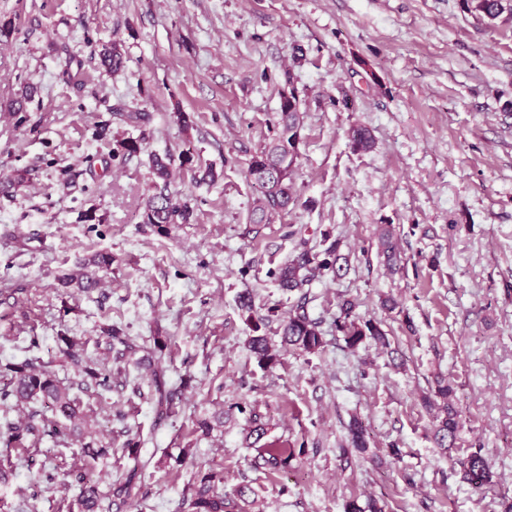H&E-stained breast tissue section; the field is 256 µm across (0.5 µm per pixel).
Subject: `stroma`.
I'll return each instance as SVG.
<instances>
[{
    "label": "stroma",
    "mask_w": 512,
    "mask_h": 512,
    "mask_svg": "<svg viewBox=\"0 0 512 512\" xmlns=\"http://www.w3.org/2000/svg\"><path fill=\"white\" fill-rule=\"evenodd\" d=\"M1 22L14 33L0 42V181L25 183L0 191V376L37 359L72 377L62 336L105 362L106 324L163 345L161 360L122 362L105 397H82L98 430L127 426L141 441L147 467L127 512H180L201 470L221 472L218 492L247 487L255 512H345L370 497L385 512H512V25L488 27L462 0H0ZM115 39L124 67L112 74L97 51ZM284 90L303 112L297 202L251 224L247 167ZM115 105L147 118L120 123ZM359 125L373 149H353ZM126 138L141 152L113 155ZM185 149L217 179L174 166L171 190L195 220L162 231L142 221L151 157ZM383 224L397 230V273L377 253ZM334 244L342 275L280 290L289 257ZM96 252L113 258L104 284L62 287ZM245 292L273 338L304 303L323 351L259 365ZM344 298L380 322L390 349H347ZM158 372L184 386L179 415L158 413ZM439 376L462 423L446 455L422 403ZM219 414L223 425L198 432ZM355 416L371 433L365 454L349 448ZM273 441L293 449L287 468H252ZM393 445L400 459L377 466ZM477 449L494 477L475 488L453 462ZM132 465L118 446L92 459L49 440L0 442V512H80L74 471L107 484Z\"/></svg>",
    "instance_id": "stroma-1"
}]
</instances>
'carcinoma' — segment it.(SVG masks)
<instances>
[{"mask_svg":"<svg viewBox=\"0 0 512 512\" xmlns=\"http://www.w3.org/2000/svg\"><path fill=\"white\" fill-rule=\"evenodd\" d=\"M465 8L490 26L512 22V0H465ZM99 55L103 65L114 72L124 67V57L116 41L103 46ZM302 123L303 116L296 95L291 91L282 92L275 121L276 136L248 164V175L260 189V194L253 201L248 223L269 224L274 217L288 212V208L295 205L297 194L293 174ZM352 146L357 151L369 150L372 147L369 130L364 127L353 129ZM171 161L172 156L167 154L153 156L152 169L156 182L154 193L145 203V224H155L163 228L170 224H190L194 220L195 208L190 200H176L169 191ZM378 245L385 262L390 266L394 265L397 253L392 226L388 225L379 230ZM339 259L341 255L330 248L326 250V257L321 260L305 250L279 268V285L286 291L299 290L304 283L318 277L324 270L341 271V267L337 266ZM110 272L112 256L96 254L82 264V272L66 274L60 281L65 286L75 283L88 290L97 287L102 275ZM240 305L247 313L246 322L254 332L248 338L249 351L259 364H275L277 354L268 336L260 333L264 319L254 316L250 294L240 296ZM356 306L357 303L348 298L339 303L340 314L336 317V330L344 336L346 347L356 353L368 341L388 346L386 332L381 329L380 324L371 319L362 320L357 317ZM102 333L106 352L109 354L118 345L122 346L118 351L121 359L131 358L141 351L139 345L114 326H103ZM281 339L282 344L302 353H315L323 346L319 322L310 318L302 306L297 307L296 312L283 324ZM61 341L63 346L59 348V354L74 370V377L66 383L59 380L41 362L27 360L7 367L9 379L0 388V405L4 406L10 401L13 407L24 410V413L19 420L6 423L5 430L0 431V441L9 446L23 447L27 442L37 444L49 438L65 447L69 444L72 433L77 431L83 453L97 458L106 456L112 451V441L104 442L97 437V430L89 423V415L81 409L79 394L91 391L99 395L112 391V367L85 360L73 340L63 337ZM152 387L159 412L163 415L176 413L182 402V388L167 385L164 378L157 374L154 375ZM452 396L453 388L448 380L438 377L434 381L432 393L423 397V404L433 418L435 446L444 453L454 447L461 428L458 413L451 402ZM34 401L48 404L52 415H47L42 409L29 407ZM348 433L355 451L361 454L368 451L366 431L359 419H352ZM138 445L139 441L133 438H128L123 443V450L132 456L134 467L124 481L110 483L105 490L97 483L87 482L83 473H72L79 486V504L83 512H112L115 506L132 505L136 496V479L139 478V460L135 452ZM292 455V451L270 443L258 449L253 463L257 467L276 471L287 466ZM457 464L462 479L473 486L479 487L491 479L490 464L479 449L458 460ZM221 480L222 476L215 472L200 474L194 491L183 497L181 512H241L239 502L244 500L246 488L239 487L230 494L219 495L214 492V486Z\"/></svg>","mask_w":512,"mask_h":512,"instance_id":"cac0c4a2","label":"carcinoma"}]
</instances>
